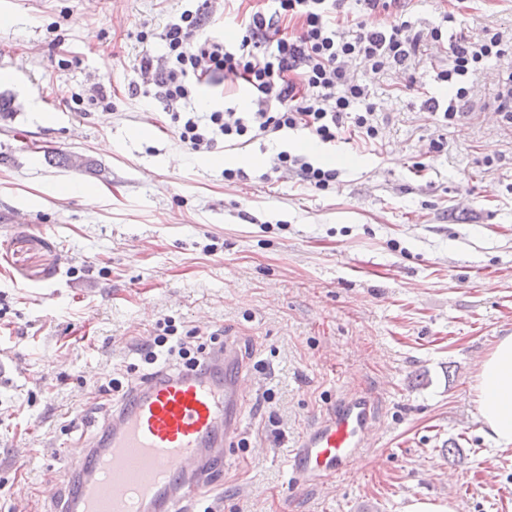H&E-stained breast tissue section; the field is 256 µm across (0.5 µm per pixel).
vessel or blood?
Wrapping results in <instances>:
<instances>
[{
  "instance_id": "1",
  "label": "vessel or blood",
  "mask_w": 512,
  "mask_h": 512,
  "mask_svg": "<svg viewBox=\"0 0 512 512\" xmlns=\"http://www.w3.org/2000/svg\"><path fill=\"white\" fill-rule=\"evenodd\" d=\"M226 375L148 383L114 415L103 443L68 459L82 477L60 512H193L209 487L208 462L227 456L243 422L238 356L215 354ZM377 420L374 397L344 398L302 435L290 458V491L342 473L366 447Z\"/></svg>"
}]
</instances>
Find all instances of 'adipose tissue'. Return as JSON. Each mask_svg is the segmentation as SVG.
I'll use <instances>...</instances> for the list:
<instances>
[{
	"label": "adipose tissue",
	"instance_id": "adipose-tissue-1",
	"mask_svg": "<svg viewBox=\"0 0 512 512\" xmlns=\"http://www.w3.org/2000/svg\"><path fill=\"white\" fill-rule=\"evenodd\" d=\"M472 390L483 431L498 449L512 450V331L479 361Z\"/></svg>",
	"mask_w": 512,
	"mask_h": 512
}]
</instances>
